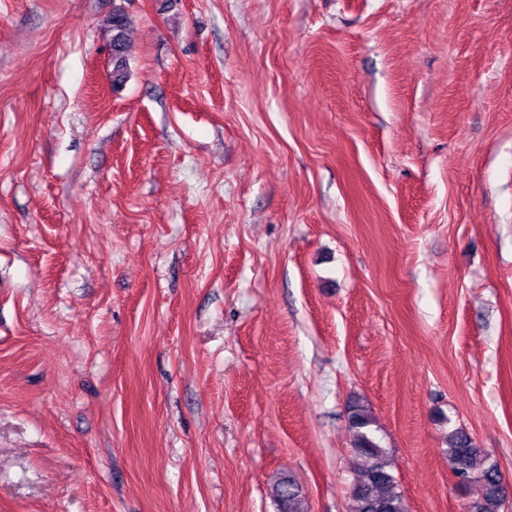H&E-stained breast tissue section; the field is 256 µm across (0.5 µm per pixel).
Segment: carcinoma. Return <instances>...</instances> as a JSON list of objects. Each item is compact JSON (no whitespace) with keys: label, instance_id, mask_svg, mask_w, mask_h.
<instances>
[{"label":"carcinoma","instance_id":"carcinoma-1","mask_svg":"<svg viewBox=\"0 0 512 512\" xmlns=\"http://www.w3.org/2000/svg\"><path fill=\"white\" fill-rule=\"evenodd\" d=\"M112 29V88L118 90L127 82V35L130 16L124 5L112 3L109 18ZM373 420L362 404L350 411V425L355 432L353 452L363 461L351 487L352 512H407V506L394 475L390 472L387 451L371 433ZM448 461L459 477V484L477 483L480 498L466 505V512H499L503 506L500 491L504 489L499 466L482 449L476 447L463 431L448 436ZM279 512H305L301 488L293 480L282 477L273 486Z\"/></svg>","mask_w":512,"mask_h":512}]
</instances>
